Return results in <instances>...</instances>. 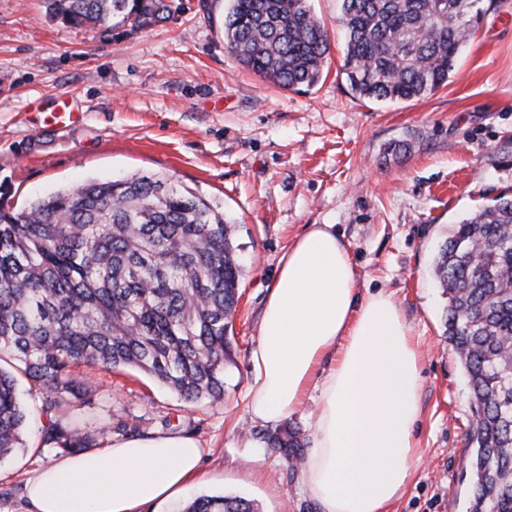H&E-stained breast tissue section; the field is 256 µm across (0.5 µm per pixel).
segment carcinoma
<instances>
[{"label":"carcinoma","instance_id":"1","mask_svg":"<svg viewBox=\"0 0 512 512\" xmlns=\"http://www.w3.org/2000/svg\"><path fill=\"white\" fill-rule=\"evenodd\" d=\"M481 0H341L343 74L380 102L425 97L448 83L475 34ZM45 16L108 36L169 18L166 0H43ZM226 48L287 89L323 77L328 32L309 0H231ZM239 246L217 202L173 177L60 189L18 208L0 191V459L23 447L22 381L40 394V446L78 454L96 437L58 417L80 366L138 369L185 403L224 399L234 363ZM447 299L444 335L472 391L469 512H512V197L448 227L434 259ZM264 442L294 462L304 439L280 428ZM183 512H258L241 496L203 495Z\"/></svg>","mask_w":512,"mask_h":512}]
</instances>
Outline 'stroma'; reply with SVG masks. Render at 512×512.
Instances as JSON below:
<instances>
[{
    "label": "stroma",
    "mask_w": 512,
    "mask_h": 512,
    "mask_svg": "<svg viewBox=\"0 0 512 512\" xmlns=\"http://www.w3.org/2000/svg\"><path fill=\"white\" fill-rule=\"evenodd\" d=\"M43 0H0V188L24 206L89 180L173 175L218 201L240 245L234 364L224 398L187 404L130 369H81L66 423L111 439L179 432L204 449L185 494L144 512H182L202 494L239 495L260 512H318L291 464L258 439L245 395L250 352L281 258L309 225L348 243L361 292L392 294L422 353L411 481L391 512H466L472 421L465 371L443 336L433 258L450 224L512 194V0H481L474 39L447 85L424 98L356 97L342 72L339 0H311L331 55L311 89L244 69L222 28L229 0H170L171 17L103 39L49 21ZM70 98L68 124L50 98ZM410 150L395 157L389 144ZM0 459V512H27L24 484L62 458L36 429Z\"/></svg>",
    "instance_id": "1"
}]
</instances>
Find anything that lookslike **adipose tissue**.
Here are the masks:
<instances>
[{
    "mask_svg": "<svg viewBox=\"0 0 512 512\" xmlns=\"http://www.w3.org/2000/svg\"><path fill=\"white\" fill-rule=\"evenodd\" d=\"M250 363L252 422L316 405L301 485L318 512H388L411 477L420 356L393 296L359 293L332 225H310L282 257ZM201 458L199 441L180 434L115 441L37 472L29 509L141 512L180 497Z\"/></svg>",
    "mask_w": 512,
    "mask_h": 512,
    "instance_id": "1",
    "label": "adipose tissue"
}]
</instances>
